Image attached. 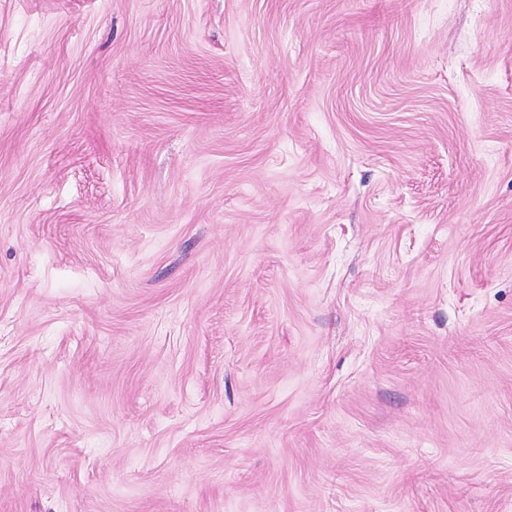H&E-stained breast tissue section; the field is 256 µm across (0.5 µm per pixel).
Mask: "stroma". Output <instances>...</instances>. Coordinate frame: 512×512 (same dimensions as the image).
<instances>
[{"label":"stroma","instance_id":"obj_1","mask_svg":"<svg viewBox=\"0 0 512 512\" xmlns=\"http://www.w3.org/2000/svg\"><path fill=\"white\" fill-rule=\"evenodd\" d=\"M0 512H512V0H0Z\"/></svg>","mask_w":512,"mask_h":512}]
</instances>
